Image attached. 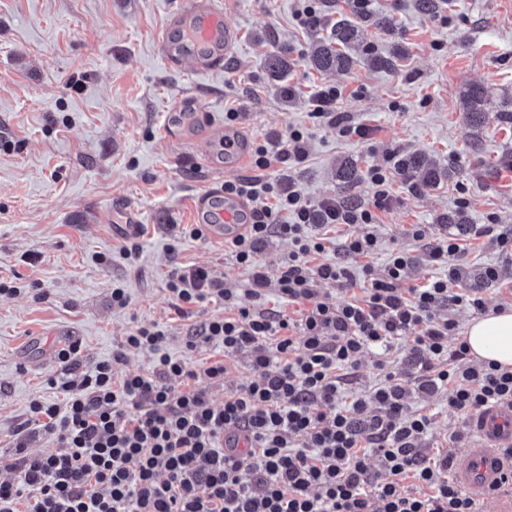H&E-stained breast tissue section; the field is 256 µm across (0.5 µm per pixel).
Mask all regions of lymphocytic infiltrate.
Segmentation results:
<instances>
[{
    "mask_svg": "<svg viewBox=\"0 0 512 512\" xmlns=\"http://www.w3.org/2000/svg\"><path fill=\"white\" fill-rule=\"evenodd\" d=\"M339 96L333 87L318 90L314 114L339 136L366 137V128L337 111ZM307 157V139L295 130L283 144L255 146L252 163L264 171ZM370 181V203L329 197L316 205L269 181L225 183L226 194L251 206L247 230L224 244L249 267L247 288L206 265L176 266L167 281L178 313L205 302L223 306V316L186 341L191 351L219 346L223 357L196 365L172 358L156 323L137 326L111 359L90 367L78 343L61 348L49 381L60 402L29 404L30 422L55 435L58 449L27 453L26 428L18 426L14 456L0 458V469L16 474L0 483V512H478L451 477V452L427 454L430 416L409 409L415 393L446 394L449 410L465 417L512 404V367L472 365L466 342L448 346L458 325L442 309L485 310L482 297L453 289L465 246L446 238L430 247L428 260L448 273L425 285L405 287L415 258L398 251L382 273L364 268L362 296L336 305L319 298L324 285L350 290V260L377 245L370 226L389 206L387 169L373 168ZM335 224L365 227L340 243V261L326 258L323 238L312 233ZM273 236L293 246L277 281L280 297L298 308L293 316L258 306L270 282L258 254ZM243 294L254 306L241 305ZM401 338L410 341L401 369L341 406L345 372L363 349ZM131 350L152 354L150 371L118 373ZM237 357L253 377L215 403L210 390L223 387Z\"/></svg>",
    "mask_w": 512,
    "mask_h": 512,
    "instance_id": "obj_1",
    "label": "lymphocytic infiltrate"
}]
</instances>
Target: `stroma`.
Segmentation results:
<instances>
[{
  "mask_svg": "<svg viewBox=\"0 0 512 512\" xmlns=\"http://www.w3.org/2000/svg\"><path fill=\"white\" fill-rule=\"evenodd\" d=\"M184 0H0V282L15 293L0 294V456L15 452L14 431L34 399L57 400L49 385L57 352L81 342L92 365L112 352L136 326L159 324L173 357L207 361L215 346L185 348L187 333L223 315L208 303L178 314L167 290L169 271L203 264L239 285L247 268L224 252V243L197 238L191 204L201 194L222 192L225 182L262 176L292 186L311 203L339 197L370 203L372 167H390V207L373 228L375 250L365 265L382 272L391 255L416 256L405 281L420 286L446 270L425 259L429 246L455 233L442 223L448 211L465 207L467 274L461 289L478 291L487 308L512 304V253L482 225L512 229V127L488 120L472 132L460 110L462 92L481 83L491 106L512 95V0H439L432 15L416 0H371L370 13L388 19L391 30H368L379 53L393 42L408 55L392 72L357 62L347 73H320L308 62L309 46L322 21L351 13L353 0H317L319 25L302 23L304 0H223L228 21L240 33L222 70L200 73L191 65L163 63L156 35ZM287 53L292 68L284 85L268 81L266 63ZM341 92L337 102L353 125L372 137L338 136L315 118L310 99L321 87ZM201 97L206 122L182 138L165 131L170 105L187 94ZM235 120H228V113ZM230 127L256 143L299 130L309 157L295 167L253 166L225 172L224 156L209 151L199 134L204 124ZM399 153H419L455 173L439 186L412 190L393 168ZM355 160L361 179L349 187L335 176L337 163ZM140 225L122 231L129 211ZM421 228L422 238L411 235ZM137 245L133 258L123 249ZM498 268L495 282L483 280ZM128 305H112L113 288ZM408 345L386 352L365 350L351 390L370 392L385 372L398 370ZM412 410L432 417L424 445L447 447L466 419L444 399L412 396Z\"/></svg>",
  "mask_w": 512,
  "mask_h": 512,
  "instance_id": "obj_1",
  "label": "stroma"
}]
</instances>
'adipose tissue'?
I'll return each instance as SVG.
<instances>
[{"label": "adipose tissue", "mask_w": 512, "mask_h": 512, "mask_svg": "<svg viewBox=\"0 0 512 512\" xmlns=\"http://www.w3.org/2000/svg\"><path fill=\"white\" fill-rule=\"evenodd\" d=\"M464 339L475 360L512 367V309L472 319L465 327Z\"/></svg>", "instance_id": "ef3b65f1"}]
</instances>
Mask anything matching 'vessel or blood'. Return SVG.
<instances>
[{"mask_svg":"<svg viewBox=\"0 0 512 512\" xmlns=\"http://www.w3.org/2000/svg\"><path fill=\"white\" fill-rule=\"evenodd\" d=\"M239 34L224 20L219 0H187L169 23L159 31L156 40L162 61L170 67L191 60L200 71L221 69L233 55ZM212 197L205 194L193 207L196 223L205 225L211 238L228 239L242 234L246 226L241 218L246 202L238 197L225 198L217 219H208ZM474 443L463 449L454 465L457 484L477 499H484L512 474V460L503 455L512 447V407L489 406L468 421Z\"/></svg>","mask_w":512,"mask_h":512,"instance_id":"b4317fda","label":"vessel or blood"}]
</instances>
